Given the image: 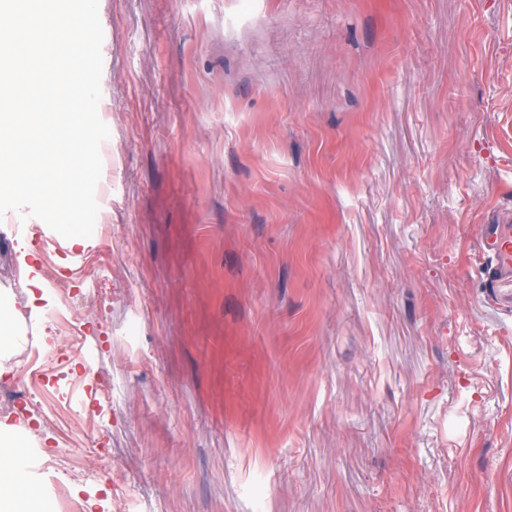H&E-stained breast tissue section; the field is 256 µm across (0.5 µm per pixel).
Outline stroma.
Instances as JSON below:
<instances>
[{"mask_svg": "<svg viewBox=\"0 0 512 512\" xmlns=\"http://www.w3.org/2000/svg\"><path fill=\"white\" fill-rule=\"evenodd\" d=\"M84 243L0 219V318L95 374L8 419L51 512H512V0H102ZM107 383L81 472L71 400ZM485 247L496 256L495 275L488 279V287L499 288L503 273L511 271L512 268V237L510 233H502L483 242ZM46 317L49 320L48 323L54 326L58 339L63 340L65 344L64 352H47L42 356L36 348L33 350L32 345L30 346V352L33 350L34 357L39 359L41 356L42 369L44 371L54 372L70 366L74 361H82V336H73L69 328L60 320L59 316L54 311L48 312Z\"/></svg>", "mask_w": 512, "mask_h": 512, "instance_id": "35a3bbf8", "label": "stroma"}]
</instances>
